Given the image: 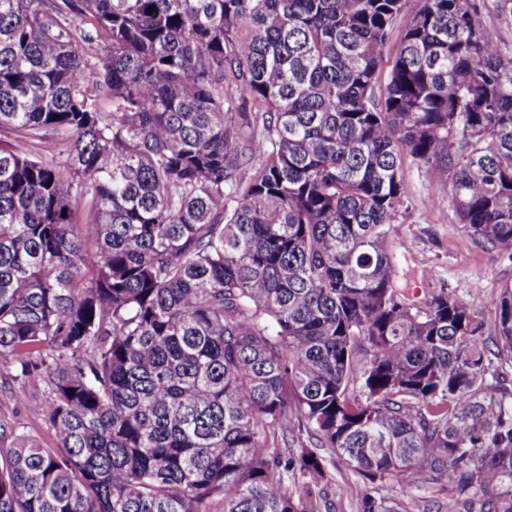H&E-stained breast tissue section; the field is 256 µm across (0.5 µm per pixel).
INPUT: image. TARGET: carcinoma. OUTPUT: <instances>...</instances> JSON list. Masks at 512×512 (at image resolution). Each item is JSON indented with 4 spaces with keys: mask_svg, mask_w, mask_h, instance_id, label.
<instances>
[{
    "mask_svg": "<svg viewBox=\"0 0 512 512\" xmlns=\"http://www.w3.org/2000/svg\"><path fill=\"white\" fill-rule=\"evenodd\" d=\"M408 2L0 0V361L55 436L0 424V512H321L322 448L358 512H512V284L492 340L389 236L408 156L512 257V52L423 0L378 91ZM408 17L406 15H401L396 22L394 23L393 30L391 33L390 43L386 58L379 70V79L378 86L383 87L387 82L390 66L392 64L395 52L400 43L401 35L404 31V28L407 24ZM333 457L334 463L328 465L332 476L331 491L333 508L322 512H358L357 501L365 492L359 476L339 459Z\"/></svg>",
    "mask_w": 512,
    "mask_h": 512,
    "instance_id": "1",
    "label": "carcinoma"
}]
</instances>
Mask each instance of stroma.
<instances>
[{
  "label": "stroma",
  "instance_id": "stroma-1",
  "mask_svg": "<svg viewBox=\"0 0 512 512\" xmlns=\"http://www.w3.org/2000/svg\"><path fill=\"white\" fill-rule=\"evenodd\" d=\"M444 174L437 167L406 160V206L390 232L400 269L399 284L410 300L424 301L431 292L449 288L466 297L482 313L487 335L495 333V311L489 301L512 284V259L475 240L459 224L448 197L437 196ZM50 403L45 383L14 382L0 370V423L23 427L45 447L55 445L42 411ZM333 506L330 512H358L365 491L359 476L342 460L329 466Z\"/></svg>",
  "mask_w": 512,
  "mask_h": 512
}]
</instances>
